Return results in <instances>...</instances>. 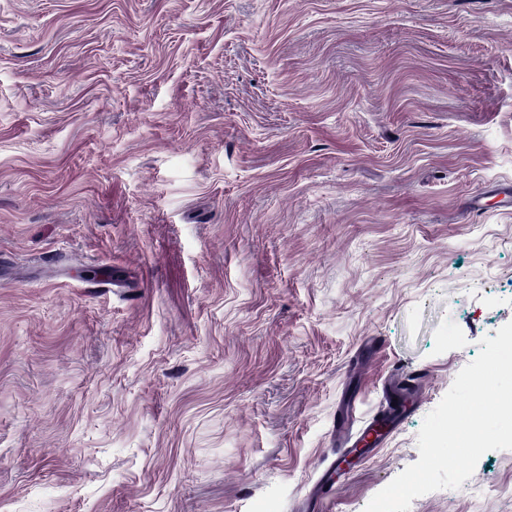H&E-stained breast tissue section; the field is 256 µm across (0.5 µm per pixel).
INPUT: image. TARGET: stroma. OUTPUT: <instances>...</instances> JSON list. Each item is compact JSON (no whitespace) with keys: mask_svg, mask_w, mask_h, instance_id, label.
Listing matches in <instances>:
<instances>
[{"mask_svg":"<svg viewBox=\"0 0 512 512\" xmlns=\"http://www.w3.org/2000/svg\"><path fill=\"white\" fill-rule=\"evenodd\" d=\"M507 183L512 0H0V512H300L420 372L364 512L512 322ZM385 405L372 416H357L356 401L353 400L351 412L341 424L333 425L336 432V459L319 475L313 491L308 496V509L316 510V502L328 494L340 481L343 465L350 458L359 461L372 455L377 448H382L387 437L402 424L406 413L414 411L422 398L421 377L415 372L405 376L390 378L383 387ZM397 398V401H393ZM405 403H408L407 405Z\"/></svg>","mask_w":512,"mask_h":512,"instance_id":"obj_1","label":"stroma"}]
</instances>
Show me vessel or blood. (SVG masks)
I'll return each instance as SVG.
<instances>
[{
	"instance_id": "obj_1",
	"label": "vessel or blood",
	"mask_w": 512,
	"mask_h": 512,
	"mask_svg": "<svg viewBox=\"0 0 512 512\" xmlns=\"http://www.w3.org/2000/svg\"><path fill=\"white\" fill-rule=\"evenodd\" d=\"M383 395L384 406L372 416L362 418L351 413L336 425V458L320 473L308 496L309 504H316L319 498L332 490L350 458L363 459L372 455L401 426L407 412L415 410L421 401V378L413 372L394 376L384 385Z\"/></svg>"
}]
</instances>
